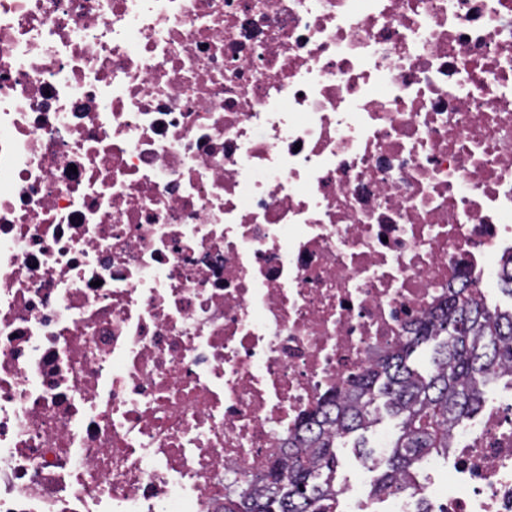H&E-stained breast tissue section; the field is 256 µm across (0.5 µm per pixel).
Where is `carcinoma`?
I'll use <instances>...</instances> for the list:
<instances>
[{"mask_svg":"<svg viewBox=\"0 0 512 512\" xmlns=\"http://www.w3.org/2000/svg\"><path fill=\"white\" fill-rule=\"evenodd\" d=\"M424 343L434 348L422 374L408 360ZM505 377L512 378V310L489 309L465 279L375 364L304 415L285 459L224 498V512H331L336 441L368 430L383 411L399 419V433L376 464L374 494L396 495L415 485L431 455L448 454L452 431L480 409L485 386Z\"/></svg>","mask_w":512,"mask_h":512,"instance_id":"obj_1","label":"carcinoma"}]
</instances>
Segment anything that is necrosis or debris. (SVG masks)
Masks as SVG:
<instances>
[{
    "label": "necrosis or debris",
    "instance_id": "4bbe7bcc",
    "mask_svg": "<svg viewBox=\"0 0 512 512\" xmlns=\"http://www.w3.org/2000/svg\"><path fill=\"white\" fill-rule=\"evenodd\" d=\"M512 253V0H0V512H223ZM383 512H512V393Z\"/></svg>",
    "mask_w": 512,
    "mask_h": 512
}]
</instances>
